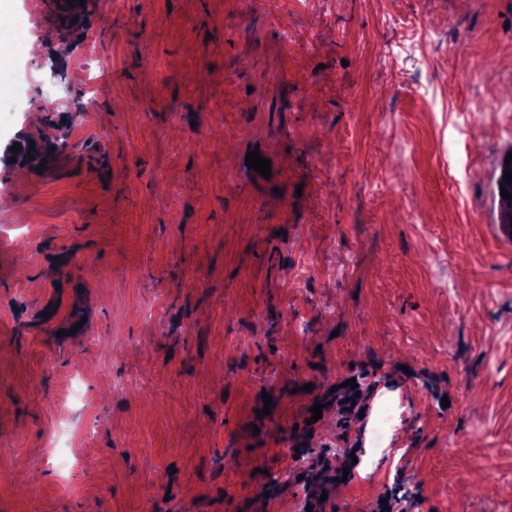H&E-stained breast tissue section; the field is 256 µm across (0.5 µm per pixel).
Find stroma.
Masks as SVG:
<instances>
[{"label": "stroma", "instance_id": "obj_1", "mask_svg": "<svg viewBox=\"0 0 512 512\" xmlns=\"http://www.w3.org/2000/svg\"><path fill=\"white\" fill-rule=\"evenodd\" d=\"M7 2L0 512H512V129L430 96L488 109L512 0H393L405 82L381 0ZM416 42L402 43L397 46V50L388 49L385 52V57L390 60L394 65V73L399 78L405 77V71H407V63L412 62L416 50Z\"/></svg>", "mask_w": 512, "mask_h": 512}]
</instances>
